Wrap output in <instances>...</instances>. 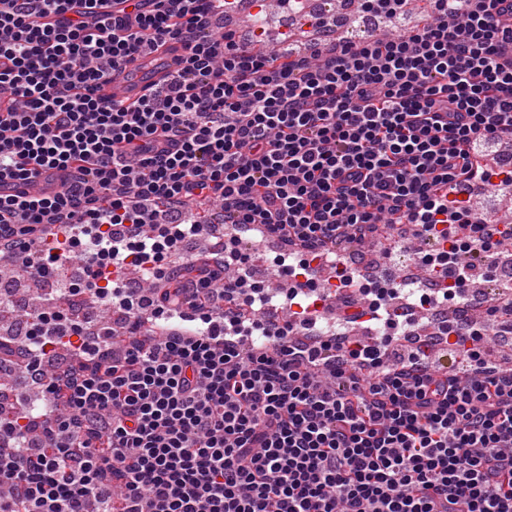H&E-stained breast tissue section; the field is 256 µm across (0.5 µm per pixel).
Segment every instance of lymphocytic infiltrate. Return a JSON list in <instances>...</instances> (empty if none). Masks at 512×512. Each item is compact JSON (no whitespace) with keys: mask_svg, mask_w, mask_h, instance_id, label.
Instances as JSON below:
<instances>
[{"mask_svg":"<svg viewBox=\"0 0 512 512\" xmlns=\"http://www.w3.org/2000/svg\"><path fill=\"white\" fill-rule=\"evenodd\" d=\"M121 2L0 0V255L38 282L90 238L72 292L127 318L122 335L93 330L43 296L17 309L24 341L0 334V363L43 400L0 406V512H512V367L485 327L447 322L449 374L428 340L394 354L404 288L341 263L378 235L429 233L437 286L418 302L462 308V256L492 269L512 247V224L467 199L512 190V0H427L423 24L361 43L323 38L326 20L289 0L320 46L283 62L215 34L238 0ZM171 40L186 56L163 89L98 95ZM199 202L295 248L283 323L233 238L170 268L169 288L127 287V267L152 274L207 230L170 219ZM315 260L343 322L369 317L378 343L299 337L319 317Z\"/></svg>","mask_w":512,"mask_h":512,"instance_id":"lymphocytic-infiltrate-1","label":"lymphocytic infiltrate"}]
</instances>
